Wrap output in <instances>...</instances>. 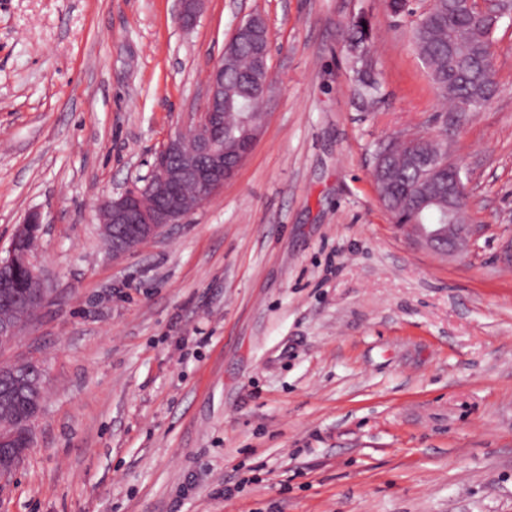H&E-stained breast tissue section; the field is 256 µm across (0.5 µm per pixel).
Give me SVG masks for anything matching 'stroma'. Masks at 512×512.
I'll use <instances>...</instances> for the list:
<instances>
[{"mask_svg":"<svg viewBox=\"0 0 512 512\" xmlns=\"http://www.w3.org/2000/svg\"><path fill=\"white\" fill-rule=\"evenodd\" d=\"M272 39L264 129L171 233L113 258L94 204L203 105L239 20ZM374 30L382 100L355 92ZM450 112L385 0H0V257L28 212L50 302L0 359L47 369L0 512H512V18ZM444 139L473 246L395 226L379 141ZM362 20H354L350 27L349 47L353 59V70L360 88V94L368 107L376 105L381 98L379 77L373 71L368 57L371 52V30L362 25ZM367 26V30H364Z\"/></svg>","mask_w":512,"mask_h":512,"instance_id":"stroma-1","label":"stroma"}]
</instances>
